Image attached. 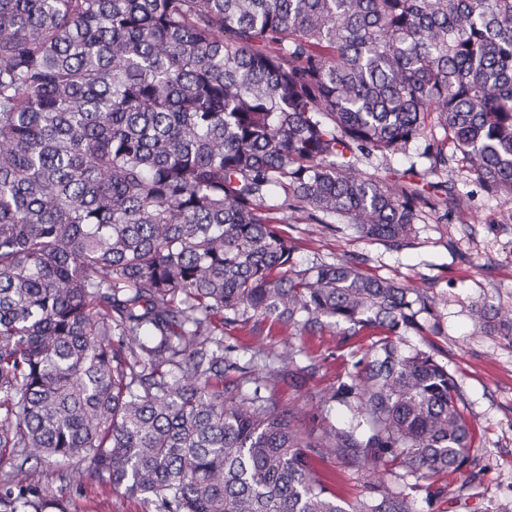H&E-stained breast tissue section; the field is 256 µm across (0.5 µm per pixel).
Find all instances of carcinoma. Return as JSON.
<instances>
[{"mask_svg": "<svg viewBox=\"0 0 512 512\" xmlns=\"http://www.w3.org/2000/svg\"><path fill=\"white\" fill-rule=\"evenodd\" d=\"M436 114L512 199V0H0V512H72L27 464L75 461L154 512H414L471 465L453 378L400 337L434 297L343 261L295 269L290 213L400 247L462 206L419 173L357 172ZM427 172L448 168L436 141ZM376 337L305 432L254 379L227 396L223 325ZM480 332L512 341L483 304ZM367 472L354 505L315 460Z\"/></svg>", "mask_w": 512, "mask_h": 512, "instance_id": "obj_1", "label": "carcinoma"}]
</instances>
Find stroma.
Returning a JSON list of instances; mask_svg holds the SVG:
<instances>
[{
  "instance_id": "35a3bbf8",
  "label": "stroma",
  "mask_w": 512,
  "mask_h": 512,
  "mask_svg": "<svg viewBox=\"0 0 512 512\" xmlns=\"http://www.w3.org/2000/svg\"><path fill=\"white\" fill-rule=\"evenodd\" d=\"M435 135L453 155L438 178L452 180L467 202L464 211L423 215L403 247L361 237L344 223L327 228L292 216L282 230L296 241L297 269L359 258L364 273L434 296L425 334L408 333L402 346L433 352L453 376L464 400L476 466L469 474L436 477L434 485L441 493L435 497L425 488H413L402 458L387 457L381 468L392 490L410 493L416 512H498L503 505L512 506V341L476 332L472 311L485 302L512 311V200L484 194L467 163L454 155L443 129ZM369 343L365 336H339L332 326L314 336L294 330L255 334L247 323L228 327L224 345L239 368L227 372L224 388L231 395L251 394V376L262 375L263 396L296 412L305 431L345 426L354 421L352 407H325L322 396L338 382L354 378ZM288 349L294 350V358L281 360ZM317 467L339 496L350 502L362 497L363 469L330 454ZM36 476L54 493L91 512H151L142 499L88 478L75 463L63 472L37 468Z\"/></svg>"
}]
</instances>
